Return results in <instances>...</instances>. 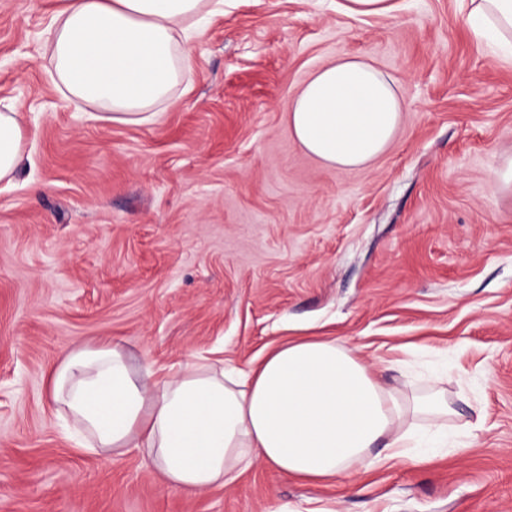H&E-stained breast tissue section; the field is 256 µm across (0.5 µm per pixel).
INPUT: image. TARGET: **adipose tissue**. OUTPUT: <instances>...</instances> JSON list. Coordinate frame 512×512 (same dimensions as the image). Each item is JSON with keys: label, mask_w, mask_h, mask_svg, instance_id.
I'll list each match as a JSON object with an SVG mask.
<instances>
[{"label": "adipose tissue", "mask_w": 512, "mask_h": 512, "mask_svg": "<svg viewBox=\"0 0 512 512\" xmlns=\"http://www.w3.org/2000/svg\"><path fill=\"white\" fill-rule=\"evenodd\" d=\"M475 36L497 37L512 61V0H470ZM224 0H61L51 23V77L101 120L153 122L189 89L194 39ZM404 110L395 82L345 56L315 70L288 103V127L311 155L339 169L365 166L393 142ZM26 151L18 107L0 101V183ZM57 409L75 419L76 448L141 451L169 489L223 487L255 463L327 485L389 461L446 451L452 413L443 391L386 383L337 339H299L248 370L193 360L153 379L116 340L72 343L49 374Z\"/></svg>", "instance_id": "obj_1"}]
</instances>
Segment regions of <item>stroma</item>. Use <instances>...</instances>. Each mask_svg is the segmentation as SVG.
I'll list each match as a JSON object with an SVG mask.
<instances>
[{"instance_id":"35a3bbf8","label":"stroma","mask_w":512,"mask_h":512,"mask_svg":"<svg viewBox=\"0 0 512 512\" xmlns=\"http://www.w3.org/2000/svg\"><path fill=\"white\" fill-rule=\"evenodd\" d=\"M224 0L178 105L99 120L49 76L59 0H0V99L26 157L0 185V512H512V64L467 0ZM372 61L405 110L389 148L340 170L291 136L321 65ZM332 336L393 384L438 385L468 453L390 462L361 487L257 464L187 497L138 451H76L49 399L70 344L122 341L133 366H247ZM345 7L356 15H383L393 9L391 0H347Z\"/></svg>"}]
</instances>
